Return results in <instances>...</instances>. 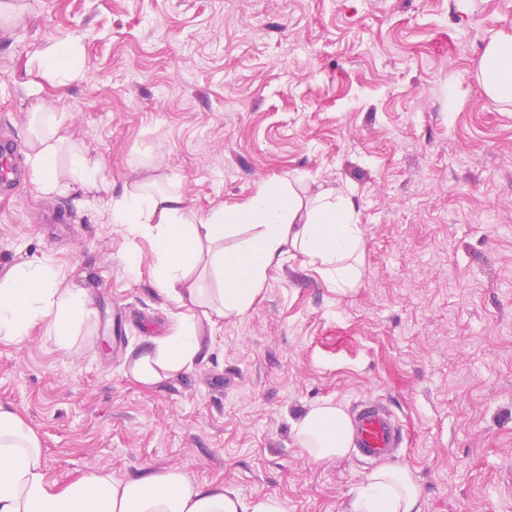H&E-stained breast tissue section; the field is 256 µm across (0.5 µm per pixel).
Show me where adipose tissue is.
Returning a JSON list of instances; mask_svg holds the SVG:
<instances>
[{
  "mask_svg": "<svg viewBox=\"0 0 512 512\" xmlns=\"http://www.w3.org/2000/svg\"><path fill=\"white\" fill-rule=\"evenodd\" d=\"M477 79L497 103L512 106V32L483 47ZM46 127H32L33 180L42 190L96 187L98 163L77 154L59 167L60 122L47 105ZM112 223L151 245L158 293L176 311L169 333L149 336L126 355L127 374L151 388L190 371L201 351L203 325L246 315L262 294L271 266L302 255L337 288L354 287L363 229L353 200L333 187L296 190L290 180L263 182L248 199L197 211L180 192L159 189L144 176L112 203ZM213 276L217 292L205 288ZM95 314L84 293L60 287L50 266L21 262L0 278V337L27 336L47 324L57 346L70 349L79 327ZM296 444L314 461L341 457L352 444L346 412L333 401L314 404L293 424ZM408 469L383 465L357 492L351 512H420ZM0 512H285L274 496L245 499L219 485L202 486L172 470L134 480L106 472L67 484L45 470L38 435L12 409L0 405Z\"/></svg>",
  "mask_w": 512,
  "mask_h": 512,
  "instance_id": "ef3b65f1",
  "label": "adipose tissue"
}]
</instances>
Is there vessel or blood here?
Listing matches in <instances>:
<instances>
[{"label": "vessel or blood", "instance_id": "b4317fda", "mask_svg": "<svg viewBox=\"0 0 512 512\" xmlns=\"http://www.w3.org/2000/svg\"><path fill=\"white\" fill-rule=\"evenodd\" d=\"M18 143L11 138L0 139V182L14 184L22 174L16 166ZM353 447L363 462L393 459L403 443L399 421L379 399L357 403L351 414Z\"/></svg>", "mask_w": 512, "mask_h": 512}]
</instances>
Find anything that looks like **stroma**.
<instances>
[{
    "label": "stroma",
    "mask_w": 512,
    "mask_h": 512,
    "mask_svg": "<svg viewBox=\"0 0 512 512\" xmlns=\"http://www.w3.org/2000/svg\"><path fill=\"white\" fill-rule=\"evenodd\" d=\"M0 136L30 170L32 112L53 101L104 181L139 160L206 211L263 181L350 189L358 283L303 256L268 271L245 316L205 331L194 368L146 389L130 347L162 336L151 246L109 221L103 190L0 189V277L41 262L96 312L75 346L45 324L0 339V405L38 434L50 478L180 469L272 495L287 512H349L370 464L313 462L292 426L314 403L386 401L421 512H512V107L477 80L512 0H0ZM76 43L65 84L38 65ZM139 253L136 273L126 269Z\"/></svg>",
    "instance_id": "obj_1"
}]
</instances>
